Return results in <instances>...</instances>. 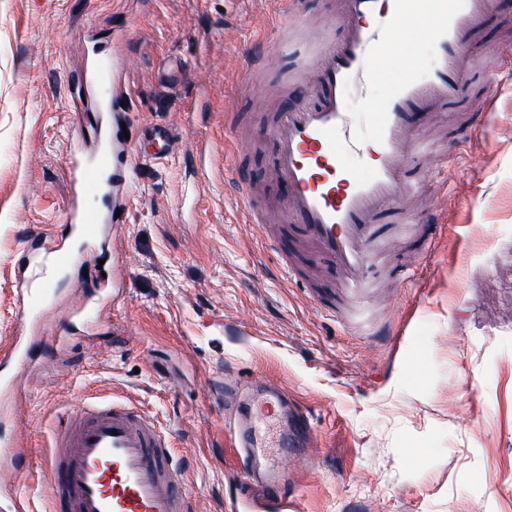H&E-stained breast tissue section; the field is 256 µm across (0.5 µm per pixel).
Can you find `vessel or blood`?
<instances>
[{
    "mask_svg": "<svg viewBox=\"0 0 512 512\" xmlns=\"http://www.w3.org/2000/svg\"><path fill=\"white\" fill-rule=\"evenodd\" d=\"M496 9L497 0H337L331 34L308 42L295 36L305 27L300 0H280L272 37H258L248 50L246 92L255 108H263L266 94L257 74L266 72L273 58L288 53L304 58L293 107L278 112L266 131L275 144L272 172L288 195L275 208L259 211L252 183L237 181L249 223L301 225L318 252L338 268L344 289L366 298L383 240L381 221L400 213L410 224L440 222L436 210L417 205L416 171L426 166L436 171L434 193L445 191L448 183L421 120L463 100L474 111H487L485 100L468 99L466 78L474 33ZM411 12L431 25L435 60L422 76L399 61L397 33ZM353 83L367 97L377 89L383 92L367 113L373 135L366 142L348 114ZM67 169L76 197L98 184L103 173L111 174L113 211L107 219L115 221L116 211L126 206L127 156L105 150L90 162L76 152ZM70 220L69 235L82 238L95 231L94 216L79 205H72ZM251 397L262 413L282 393L261 380ZM224 429L242 449L244 469L253 471L265 444L252 416L229 414ZM311 430L307 412L285 428L278 468L262 477L272 499L295 501L288 476L309 462L298 447L301 435ZM45 468L52 512H195L181 484L171 437L127 404H88L72 412L55 432Z\"/></svg>",
    "mask_w": 512,
    "mask_h": 512,
    "instance_id": "1",
    "label": "vessel or blood"
}]
</instances>
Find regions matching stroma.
<instances>
[{"label":"stroma","instance_id":"35a3bbf8","mask_svg":"<svg viewBox=\"0 0 512 512\" xmlns=\"http://www.w3.org/2000/svg\"><path fill=\"white\" fill-rule=\"evenodd\" d=\"M276 0H0V343L24 325L15 280L36 239L43 258L65 243L72 195L66 162L91 147L74 122L91 108L83 63L116 59L127 24L137 59L125 74L127 151L134 168L121 231L124 294L94 324L76 311L111 272L82 247L58 271L35 316L37 346L16 378L22 460L14 496L50 512L43 465L60 421L82 401L137 405L173 436L196 512H270L224 432V380L266 378L312 414L310 467L292 475L301 512H512V0L475 37L466 105L430 114L451 183L431 199L442 222L411 277L421 243L408 225L386 231L383 268L362 302L333 264L312 259L294 224L276 229L289 278L247 224L226 173L227 112L270 124L290 103L297 62L277 59L268 109L241 94L246 49ZM206 72V84L194 76ZM167 133L172 150L151 155ZM261 137L237 157L259 207L284 193ZM326 307H319V300Z\"/></svg>","mask_w":512,"mask_h":512}]
</instances>
